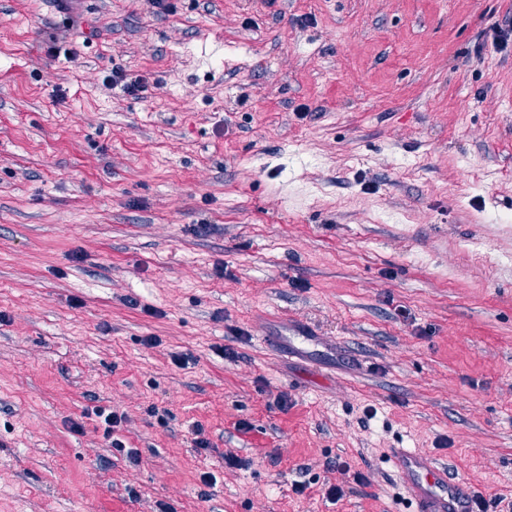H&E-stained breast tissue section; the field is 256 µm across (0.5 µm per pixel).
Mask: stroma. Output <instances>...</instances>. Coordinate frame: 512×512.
I'll list each match as a JSON object with an SVG mask.
<instances>
[{"instance_id": "35a3bbf8", "label": "stroma", "mask_w": 512, "mask_h": 512, "mask_svg": "<svg viewBox=\"0 0 512 512\" xmlns=\"http://www.w3.org/2000/svg\"><path fill=\"white\" fill-rule=\"evenodd\" d=\"M166 3L0 0V512H388L392 448L501 512L512 0ZM112 86H120L121 90L135 99L145 98L150 90L158 88V81H150L148 74L132 72L121 67H113L109 77Z\"/></svg>"}]
</instances>
